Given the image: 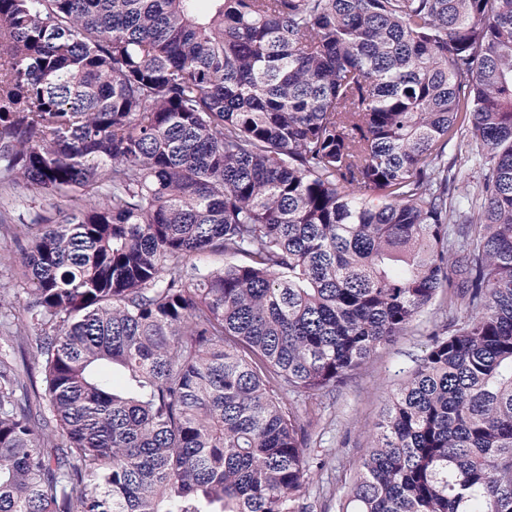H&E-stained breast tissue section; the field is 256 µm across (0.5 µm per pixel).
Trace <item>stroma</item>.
<instances>
[{
    "instance_id": "stroma-1",
    "label": "stroma",
    "mask_w": 512,
    "mask_h": 512,
    "mask_svg": "<svg viewBox=\"0 0 512 512\" xmlns=\"http://www.w3.org/2000/svg\"><path fill=\"white\" fill-rule=\"evenodd\" d=\"M67 208V198L45 196L19 182L0 202V222L14 225L23 235L39 217ZM434 318V312L425 313L422 330L397 337L378 349L336 390L306 404L292 394L283 395L286 408L307 406L311 421L304 512H342L355 463L397 388L421 358L428 344L424 327Z\"/></svg>"
}]
</instances>
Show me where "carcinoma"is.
I'll use <instances>...</instances> for the list:
<instances>
[{"label": "carcinoma", "mask_w": 512, "mask_h": 512, "mask_svg": "<svg viewBox=\"0 0 512 512\" xmlns=\"http://www.w3.org/2000/svg\"><path fill=\"white\" fill-rule=\"evenodd\" d=\"M0 177L69 198L0 250V512H298L280 393L433 306L345 512H512V0H0Z\"/></svg>", "instance_id": "obj_1"}]
</instances>
